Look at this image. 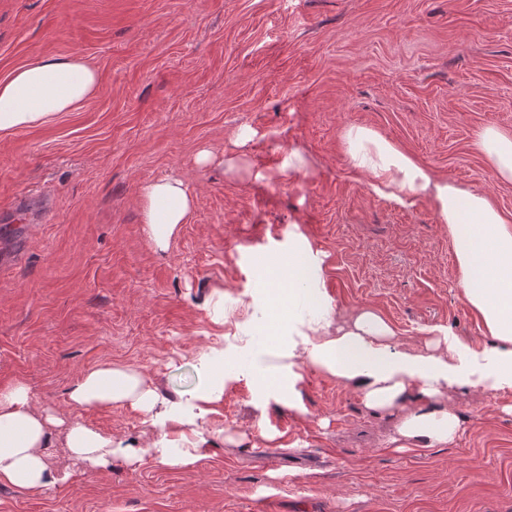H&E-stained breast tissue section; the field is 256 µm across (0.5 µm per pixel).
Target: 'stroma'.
<instances>
[{
  "label": "stroma",
  "mask_w": 512,
  "mask_h": 512,
  "mask_svg": "<svg viewBox=\"0 0 512 512\" xmlns=\"http://www.w3.org/2000/svg\"><path fill=\"white\" fill-rule=\"evenodd\" d=\"M46 54L84 57L100 91L0 132V389L66 414L104 362L187 410L218 363L223 387L191 424L194 468H79L39 494L0 487V512H512V391L449 388L456 442L398 452L397 416L336 378L300 367L291 407L250 366L261 275L302 240L338 321L372 308L402 352L434 327L489 346L447 225L371 194L343 133L373 129L512 220V183L473 145L512 134V0H0V80ZM245 129L238 169L198 163ZM294 152L302 171H283ZM166 176L196 204L161 252L140 191ZM81 419L138 448L160 434L122 406Z\"/></svg>",
  "instance_id": "1"
}]
</instances>
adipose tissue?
Returning <instances> with one entry per match:
<instances>
[{
    "label": "adipose tissue",
    "mask_w": 512,
    "mask_h": 512,
    "mask_svg": "<svg viewBox=\"0 0 512 512\" xmlns=\"http://www.w3.org/2000/svg\"><path fill=\"white\" fill-rule=\"evenodd\" d=\"M100 88L97 70L79 55H44L0 81V132L49 122L73 112ZM351 165L365 174L375 195L405 202L427 198L447 224L467 303L481 317L490 347L473 353L446 335L426 340L414 353L394 350V327L374 309L359 311L340 326L319 293L320 265L302 245L287 268L271 271L261 289L270 314L258 338L253 367L285 399H294L303 365L319 368L351 387L376 413L398 414L393 448L427 449L455 441L460 419L439 406L445 389L512 390V225L481 192L465 189L417 164L377 132L345 131ZM475 148L498 178L512 182V136L493 127L475 134ZM141 218L149 241L167 249L191 213L195 195L178 176L141 188ZM70 414L36 407L27 386L0 390V486L38 494L67 482L69 471L49 458L54 434L69 457L84 467H109L152 458L169 468H191L199 448L185 447L188 415L161 398L137 370L105 363L85 372L68 389ZM125 404L149 414L160 429L152 448H136L83 423L81 411Z\"/></svg>",
    "instance_id": "ef3b65f1"
}]
</instances>
